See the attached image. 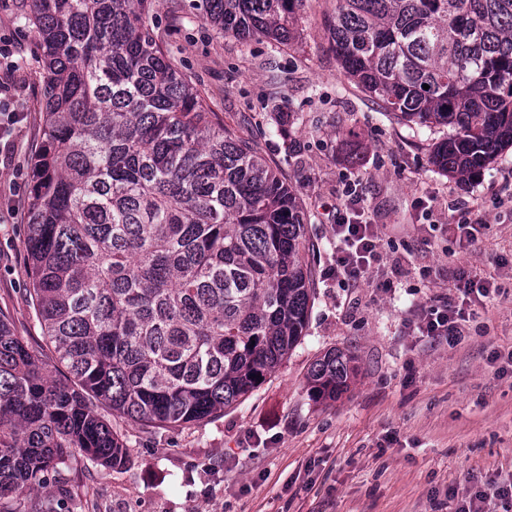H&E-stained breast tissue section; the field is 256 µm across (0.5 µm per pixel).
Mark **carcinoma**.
Here are the masks:
<instances>
[{
    "mask_svg": "<svg viewBox=\"0 0 512 512\" xmlns=\"http://www.w3.org/2000/svg\"><path fill=\"white\" fill-rule=\"evenodd\" d=\"M297 2L201 8L226 34L288 45ZM150 6L31 0L43 122L23 247L48 344L0 311V512H39L30 495L76 451L126 463L92 401L145 426L207 422L307 327L314 271L296 193L168 59ZM328 30L385 111L454 130L433 150L437 170L473 180L512 147V0H336ZM356 376L335 349L310 365L308 392L335 399Z\"/></svg>",
    "mask_w": 512,
    "mask_h": 512,
    "instance_id": "obj_1",
    "label": "carcinoma"
}]
</instances>
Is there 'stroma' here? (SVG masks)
<instances>
[{
    "label": "stroma",
    "instance_id": "35a3bbf8",
    "mask_svg": "<svg viewBox=\"0 0 512 512\" xmlns=\"http://www.w3.org/2000/svg\"><path fill=\"white\" fill-rule=\"evenodd\" d=\"M336 0H304L296 39L283 46L224 35L199 0H156L147 24L208 107L286 179L306 216L315 271L305 337L279 370L224 414L201 424L146 428L97 411L121 435L129 460L105 468L83 456L38 493L50 512H502L512 485V148L463 182L430 162L443 126L385 112L360 91L331 48ZM30 0H0V110L23 112L15 153L0 164V309L18 335L40 337L29 301L24 183L42 124V63ZM356 185L380 237L372 282L343 288L327 277L332 226L345 185ZM432 207L423 219L417 200ZM489 227L468 249L450 232L457 210ZM432 268L423 277L422 268ZM494 281L500 292L456 343L417 335L409 321L456 295L450 270ZM390 277L392 290L377 288ZM350 352V389L312 400L311 363Z\"/></svg>",
    "mask_w": 512,
    "mask_h": 512
}]
</instances>
